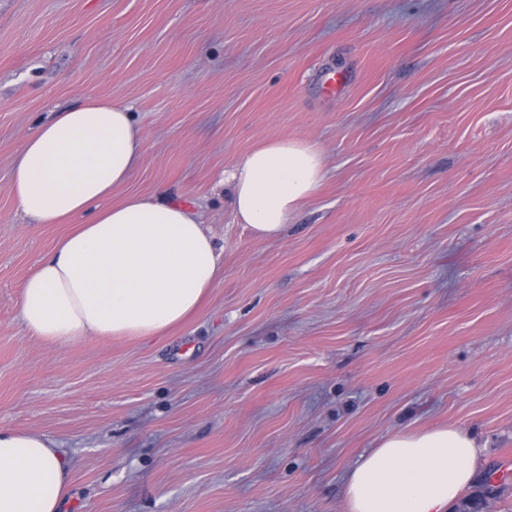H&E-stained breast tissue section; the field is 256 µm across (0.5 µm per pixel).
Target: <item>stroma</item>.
Segmentation results:
<instances>
[{
    "mask_svg": "<svg viewBox=\"0 0 512 512\" xmlns=\"http://www.w3.org/2000/svg\"><path fill=\"white\" fill-rule=\"evenodd\" d=\"M86 95L131 108L126 191L200 202L222 273L166 336L56 348L20 295L68 227L11 172ZM280 136L326 179L262 240L220 180ZM441 425L478 480L512 466V0H0V428L59 443L63 512H345L362 454Z\"/></svg>",
    "mask_w": 512,
    "mask_h": 512,
    "instance_id": "stroma-1",
    "label": "stroma"
}]
</instances>
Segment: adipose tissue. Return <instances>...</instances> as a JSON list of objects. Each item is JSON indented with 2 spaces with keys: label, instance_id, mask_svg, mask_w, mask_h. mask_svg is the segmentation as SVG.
<instances>
[{
  "label": "adipose tissue",
  "instance_id": "ef3b65f1",
  "mask_svg": "<svg viewBox=\"0 0 512 512\" xmlns=\"http://www.w3.org/2000/svg\"><path fill=\"white\" fill-rule=\"evenodd\" d=\"M128 106L94 95L53 113L24 141L11 189L23 214L68 224L26 278L20 316L29 337L62 347L88 338L163 336L201 306L221 255L201 213L165 191L113 202L141 158ZM326 178L309 141L261 142L224 173L236 223L280 236ZM479 449L455 426L395 433L348 471L346 512H448L471 485ZM69 463L56 442L0 428V512H61Z\"/></svg>",
  "mask_w": 512,
  "mask_h": 512
}]
</instances>
